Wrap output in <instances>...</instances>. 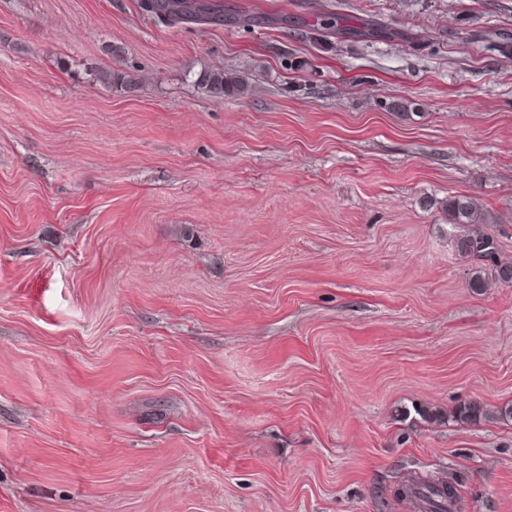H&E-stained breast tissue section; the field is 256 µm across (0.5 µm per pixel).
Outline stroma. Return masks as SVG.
Wrapping results in <instances>:
<instances>
[{
  "instance_id": "1",
  "label": "stroma",
  "mask_w": 512,
  "mask_h": 512,
  "mask_svg": "<svg viewBox=\"0 0 512 512\" xmlns=\"http://www.w3.org/2000/svg\"><path fill=\"white\" fill-rule=\"evenodd\" d=\"M231 2L0 0V512H512V0ZM142 7L167 25H224V5L214 0H143ZM346 20L347 19L337 14H327L325 15V19L322 23L323 29L326 30V34L329 37L334 38H342L346 36V34H349L357 35L365 39H374L379 37V34H382V36L391 34L390 30L376 21L370 20L364 22L360 26H353L349 24H343V21ZM237 77H227L224 70L206 69L196 79L197 88L210 96H224L231 89H241ZM446 213L449 224L459 230L454 238V248L463 258L477 259L493 257L498 250V239L487 233H473L471 227L478 223V209L474 201L464 195L448 199ZM485 410L476 402H463L451 409L447 414V420L457 423H476L486 417ZM434 484L421 482L406 489V494L416 501L422 503L421 511L424 512H450L447 501L442 502L434 498Z\"/></svg>"
}]
</instances>
